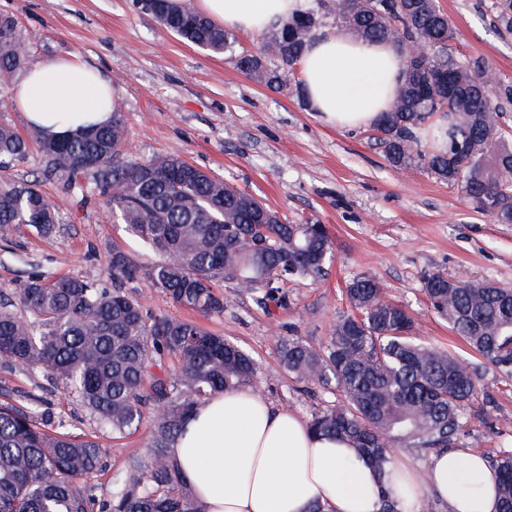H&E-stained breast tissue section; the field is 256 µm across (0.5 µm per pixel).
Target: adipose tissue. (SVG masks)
I'll return each instance as SVG.
<instances>
[{
    "instance_id": "1",
    "label": "adipose tissue",
    "mask_w": 512,
    "mask_h": 512,
    "mask_svg": "<svg viewBox=\"0 0 512 512\" xmlns=\"http://www.w3.org/2000/svg\"><path fill=\"white\" fill-rule=\"evenodd\" d=\"M304 0H166L215 25L261 33L288 20ZM310 105L325 124L375 125L401 83L396 48L338 32L312 39L299 63ZM114 89L95 66L75 56L28 67L14 102L27 123L59 136L81 124L108 123ZM206 512H379L384 495L402 512L428 499L448 512H498L497 480L479 454L464 448L432 453L421 471L399 462L378 471L348 440L315 435L291 409L242 389L216 394L185 420L170 450Z\"/></svg>"
}]
</instances>
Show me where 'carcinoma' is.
<instances>
[{
    "instance_id": "carcinoma-1",
    "label": "carcinoma",
    "mask_w": 512,
    "mask_h": 512,
    "mask_svg": "<svg viewBox=\"0 0 512 512\" xmlns=\"http://www.w3.org/2000/svg\"><path fill=\"white\" fill-rule=\"evenodd\" d=\"M139 9L216 53L233 51L237 41L198 13L165 9L163 0ZM328 19L355 38L393 44L403 60L397 97L374 127L388 161L459 187L496 223L512 224V131L502 127L495 103L512 99V84L455 62L456 32L435 0H322L271 30L265 55L236 56L237 66L270 88L282 87L314 30ZM414 43L426 52L410 56ZM30 62L17 18L1 15V107L7 106L2 92ZM439 112L447 115L448 142L423 151L414 129ZM126 132L119 111L104 125L59 139L36 126L23 136L0 124V169L27 163L35 145L44 159L42 179L60 183L73 199L102 196L127 231L159 255L140 268L113 252L112 279L141 275L180 308L223 313L220 281L260 307L285 306L288 284L325 276L333 242L324 225L256 224V215L269 207L177 156L125 160ZM162 171L181 176L159 181ZM57 223L58 208L38 182L0 178L1 229L25 225L48 236ZM421 292L437 317L512 379V288L431 273ZM15 293L18 302H0V364L63 386L114 434L148 425L150 440L147 454L131 458L115 478L111 499L100 500L87 483L102 467L99 442L53 430L47 410L1 402L0 512H205L169 448L205 399L258 390L251 356L193 322L149 313L117 284L36 276ZM346 296L350 312L338 317L324 343L279 340L283 368L313 388L331 387L335 396L311 415L312 430L350 441L379 471L398 444L455 447L465 411L478 396L475 367L448 350L414 342L413 317L386 299L375 278H353ZM166 356L177 369L160 377L154 368ZM492 467L498 512H512V450Z\"/></svg>"
}]
</instances>
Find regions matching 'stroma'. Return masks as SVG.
Here are the masks:
<instances>
[{"instance_id":"1","label":"stroma","mask_w":512,"mask_h":512,"mask_svg":"<svg viewBox=\"0 0 512 512\" xmlns=\"http://www.w3.org/2000/svg\"><path fill=\"white\" fill-rule=\"evenodd\" d=\"M456 31L455 54L512 83V31L496 22V0H436ZM15 15L34 63L73 55L100 69L117 88L127 125L126 159L177 155L277 211L288 221L326 225L333 241L327 276L290 284L288 305L263 311L224 291V312L208 317L174 307L146 281L126 290L155 314L197 322L245 350L257 365L260 396L310 418L331 401L281 365L277 340H326L349 304L345 287L360 274L376 277L389 300L417 320L414 341L451 350L477 368L483 400L458 437V447L492 461L512 450V381L504 379L427 308L425 274L463 276L512 288V224H499L457 187L426 172L399 170L386 159L373 128L344 130L320 122L294 84L275 90L239 70L227 54L185 43L133 0H0ZM41 188L59 209V224L42 236L21 225L0 231V289L36 275L112 282V253L156 261L128 234L105 199L74 206L60 186ZM43 377L0 368V388L13 403L38 395L59 431L99 436L106 455L90 482L109 499L115 476L147 451L149 429L101 433L79 398L43 385Z\"/></svg>"}]
</instances>
